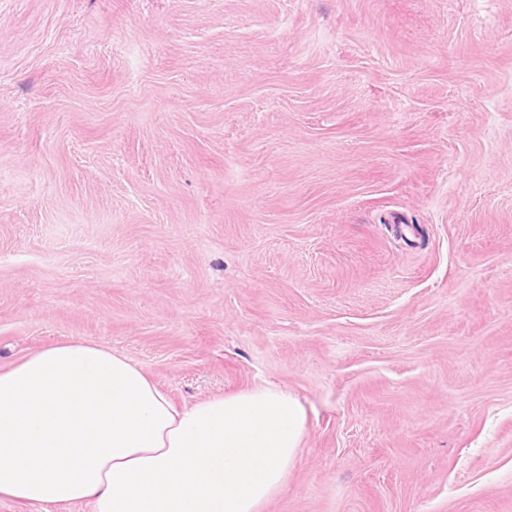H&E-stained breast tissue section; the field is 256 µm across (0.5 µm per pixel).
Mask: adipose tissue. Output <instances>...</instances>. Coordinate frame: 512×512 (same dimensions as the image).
Segmentation results:
<instances>
[{
    "label": "adipose tissue",
    "mask_w": 512,
    "mask_h": 512,
    "mask_svg": "<svg viewBox=\"0 0 512 512\" xmlns=\"http://www.w3.org/2000/svg\"><path fill=\"white\" fill-rule=\"evenodd\" d=\"M306 413L256 386L177 406L124 354L60 343L0 370V498L91 512H259Z\"/></svg>",
    "instance_id": "obj_1"
}]
</instances>
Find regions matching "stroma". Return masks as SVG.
<instances>
[{"mask_svg":"<svg viewBox=\"0 0 512 512\" xmlns=\"http://www.w3.org/2000/svg\"><path fill=\"white\" fill-rule=\"evenodd\" d=\"M74 339L296 395L261 512H512V0H0V368Z\"/></svg>","mask_w":512,"mask_h":512,"instance_id":"35a3bbf8","label":"stroma"}]
</instances>
